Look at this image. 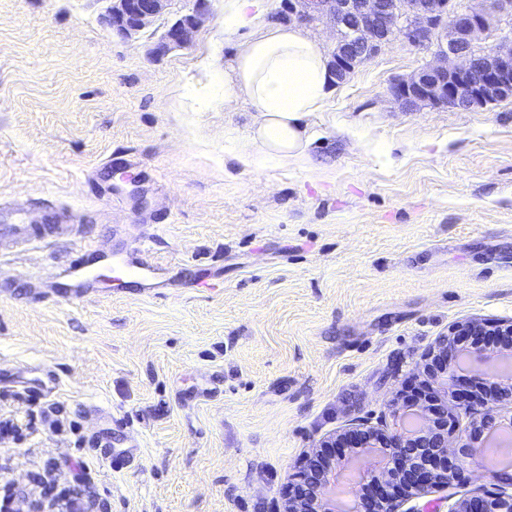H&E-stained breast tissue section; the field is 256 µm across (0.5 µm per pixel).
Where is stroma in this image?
<instances>
[{"instance_id":"1","label":"stroma","mask_w":512,"mask_h":512,"mask_svg":"<svg viewBox=\"0 0 512 512\" xmlns=\"http://www.w3.org/2000/svg\"><path fill=\"white\" fill-rule=\"evenodd\" d=\"M193 6L125 40L103 0H0V220L78 212L100 277L71 303L62 247L0 257V495L66 493L81 462L92 512H281L295 465L384 428L450 325L512 321V99L404 111L389 88L431 56L397 38L309 115L302 157L242 170L258 114L224 82L259 31L225 39L210 0L157 51ZM138 238L156 284L112 264ZM44 367L55 393L17 387ZM468 470L415 506L512 494ZM192 12L179 16L161 36L157 51L185 48L190 45L192 34L208 14V0H196Z\"/></svg>"}]
</instances>
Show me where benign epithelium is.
<instances>
[{
  "mask_svg": "<svg viewBox=\"0 0 512 512\" xmlns=\"http://www.w3.org/2000/svg\"><path fill=\"white\" fill-rule=\"evenodd\" d=\"M101 20L118 36L131 40L165 12L173 0H106ZM288 12L300 25L324 21L336 31L330 68L340 81L361 59L375 56L382 46L400 37L429 52L433 60L407 79L394 83L392 94L408 111L431 105L468 110L512 98V0L489 6L456 4L452 0H282L273 18ZM208 14V0H196L192 12L179 16L161 36L155 51L185 48ZM495 37L494 44L478 43ZM512 355V321L469 320L449 327L427 354L423 369L439 393V422L421 408L406 415L392 410L394 431L384 437L359 422L339 437L320 444L319 460L309 455L288 481L283 512H336L335 487L348 463L375 453L382 459L376 470L359 474L370 481L371 495L358 496L357 512H421L404 504L433 486L466 480L465 462L479 455L496 431L512 423L498 406L512 401V378L481 384L484 410L465 434L453 436L447 409L448 386L463 358L482 360L489 352ZM448 512H512V496L466 495Z\"/></svg>",
  "mask_w": 512,
  "mask_h": 512,
  "instance_id": "7a95c632",
  "label": "benign epithelium"
}]
</instances>
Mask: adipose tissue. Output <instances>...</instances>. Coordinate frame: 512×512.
I'll use <instances>...</instances> for the list:
<instances>
[{
  "instance_id": "ef3b65f1",
  "label": "adipose tissue",
  "mask_w": 512,
  "mask_h": 512,
  "mask_svg": "<svg viewBox=\"0 0 512 512\" xmlns=\"http://www.w3.org/2000/svg\"><path fill=\"white\" fill-rule=\"evenodd\" d=\"M332 76L326 56L293 27H270L247 42L234 66V83L259 113L253 146L233 155L241 167L258 166L263 154L283 159L301 154L309 136L305 118L330 96Z\"/></svg>"
}]
</instances>
